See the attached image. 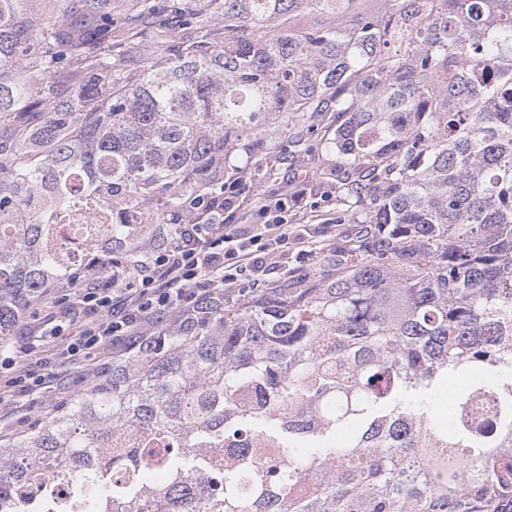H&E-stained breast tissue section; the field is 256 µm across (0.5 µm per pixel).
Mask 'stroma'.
<instances>
[{"mask_svg":"<svg viewBox=\"0 0 512 512\" xmlns=\"http://www.w3.org/2000/svg\"><path fill=\"white\" fill-rule=\"evenodd\" d=\"M339 164L333 154L318 151L294 152L286 138L276 131H267L261 149L252 154L232 152L225 164L226 178H236L237 167H246L252 188L239 199L236 219L244 224L261 223L262 203L282 199L291 202L288 220L292 235L288 241L287 263L265 264L261 270L247 269L239 275L232 289L224 294L228 304H240L262 291L291 283L302 288L314 277L335 276L334 267L325 264V255L347 247L352 225L337 223L345 214L347 204L336 187L332 171ZM71 304L38 302L32 306L15 330L10 344L0 354H18L28 347L34 331L45 324L59 326L63 335H70ZM111 347L95 352L91 359L78 365L48 367L37 357L20 360L17 374L33 371L44 375L46 386L30 392L15 386L0 401V444L11 441L19 432L33 428L38 419L59 409L83 390L90 380L101 375L112 364Z\"/></svg>","mask_w":512,"mask_h":512,"instance_id":"35a3bbf8","label":"stroma"}]
</instances>
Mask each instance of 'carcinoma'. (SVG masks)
Wrapping results in <instances>:
<instances>
[{"instance_id":"carcinoma-1","label":"carcinoma","mask_w":512,"mask_h":512,"mask_svg":"<svg viewBox=\"0 0 512 512\" xmlns=\"http://www.w3.org/2000/svg\"><path fill=\"white\" fill-rule=\"evenodd\" d=\"M35 2L0 0V347L271 123L325 130L363 219L335 277L162 330L0 445V512H512V0ZM100 202L66 262L58 214Z\"/></svg>"}]
</instances>
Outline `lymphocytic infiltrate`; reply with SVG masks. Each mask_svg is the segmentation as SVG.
<instances>
[{
  "label": "lymphocytic infiltrate",
  "mask_w": 512,
  "mask_h": 512,
  "mask_svg": "<svg viewBox=\"0 0 512 512\" xmlns=\"http://www.w3.org/2000/svg\"><path fill=\"white\" fill-rule=\"evenodd\" d=\"M239 186L200 199L196 208L206 211L204 224H181L174 244L147 252L139 260L135 276L117 266L107 287L87 277L74 295L75 305L86 315L73 341L57 350L58 358L85 360L104 342L122 345L146 341L147 327L159 313L177 311L188 319L205 307L224 301V287L233 283L243 267H262L275 256L287 260L281 247L288 242L287 206L283 201L263 204L267 221L262 228L251 224H228L227 213L238 201ZM204 292H197V285Z\"/></svg>",
  "instance_id": "obj_1"
}]
</instances>
